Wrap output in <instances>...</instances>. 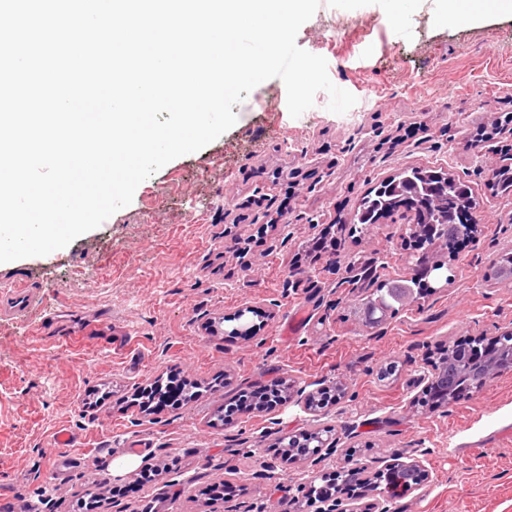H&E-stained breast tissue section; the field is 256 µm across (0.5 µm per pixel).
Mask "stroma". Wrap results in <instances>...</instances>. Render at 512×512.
Returning a JSON list of instances; mask_svg holds the SVG:
<instances>
[{"instance_id": "stroma-1", "label": "stroma", "mask_w": 512, "mask_h": 512, "mask_svg": "<svg viewBox=\"0 0 512 512\" xmlns=\"http://www.w3.org/2000/svg\"><path fill=\"white\" fill-rule=\"evenodd\" d=\"M440 11L422 0L408 40L380 6L320 5L296 43L356 97L346 113L321 91L291 117L283 82L267 80L233 106L232 128L143 181L101 226L0 265L7 288L18 274L35 286L27 314L0 317V512H73L89 490L128 484L137 493L110 512H290L300 483L351 456L425 466L391 512H512V368L449 405L414 407L448 346L512 327V288L484 279L512 245V196L488 188L485 159L512 134L470 144L512 113V16L447 22ZM434 166L471 186L477 231L443 253L447 290L363 326L340 284L346 266L372 262L386 283L411 252L402 224L353 237L338 223L370 189ZM242 326L250 334L236 335ZM177 377L198 385L193 400L141 408V390ZM272 379L293 385L289 403L217 424L225 404ZM335 382L336 404L305 410L298 389ZM326 427L334 455L282 461V434ZM135 441L151 481L103 464ZM211 481L231 494L209 499Z\"/></svg>"}]
</instances>
